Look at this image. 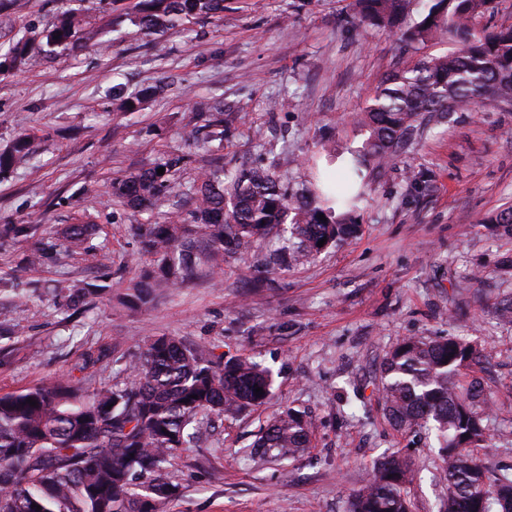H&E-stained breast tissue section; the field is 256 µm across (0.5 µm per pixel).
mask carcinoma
Listing matches in <instances>:
<instances>
[{
  "label": "carcinoma",
  "instance_id": "obj_1",
  "mask_svg": "<svg viewBox=\"0 0 512 512\" xmlns=\"http://www.w3.org/2000/svg\"><path fill=\"white\" fill-rule=\"evenodd\" d=\"M358 20L393 30L412 0H356ZM501 0H430L415 24L401 33L408 46L432 37L457 50L431 57L392 74L357 115L369 131L363 150L352 154L349 169L357 177L370 164L381 165L409 148L415 123L435 114L477 111L483 105L512 106V25L481 31L475 19L493 14ZM224 0H140L139 29L151 33L174 28L188 16L216 17ZM89 39L80 10L68 11L41 31L46 47L82 48ZM31 61L29 40L19 38L0 54V72L20 70ZM239 122L232 112L224 120L196 131L203 139L224 138ZM31 142L17 139L0 153V174L27 162ZM171 158L157 169L113 179L109 194L130 207H156L171 193ZM308 199L283 190L270 168H243L233 175L219 170L202 176L194 188L188 224H148L143 248L159 256L157 268L133 285L127 303L146 304L153 288L184 285L241 253L282 224L290 225L294 260L300 262L324 245L359 230L355 210L362 199L356 181L333 184L326 176L306 189ZM325 219H320V216ZM40 225L0 226V239L34 236ZM493 234L512 236V206L488 224ZM94 225L77 220L62 230L68 255L87 254ZM56 254V243L42 238L27 258L43 265ZM73 303L97 292L88 283L68 286ZM86 355L62 378L0 395V512H159L177 494L164 465L191 447L196 426L208 415L235 417L265 403L272 393L270 371L247 356L224 359L206 344L158 336L144 347L135 376L122 384L80 391L74 372L94 360ZM484 357L476 344L459 337L408 338L384 362L383 411L406 434L432 431L442 448L448 477L445 512H512V467H496L475 454L488 445L486 409L474 369ZM263 393L256 394L254 389ZM33 399L32 406L26 400ZM314 422L287 408L255 442L254 452L276 461L290 460L309 447ZM413 481L411 463L400 451L374 462L355 492L350 512H410L404 491ZM41 506V510L32 505Z\"/></svg>",
  "mask_w": 512,
  "mask_h": 512
}]
</instances>
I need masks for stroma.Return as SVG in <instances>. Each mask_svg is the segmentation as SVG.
Masks as SVG:
<instances>
[{
    "mask_svg": "<svg viewBox=\"0 0 512 512\" xmlns=\"http://www.w3.org/2000/svg\"><path fill=\"white\" fill-rule=\"evenodd\" d=\"M138 0H84L93 37L79 52L35 53L28 68L0 75V152L18 136L34 154L0 177V225L59 232L86 213L99 225L97 250L36 268L34 237L0 240V394L66 374L81 353L110 346L107 361L80 373L93 388L129 378L152 338L205 343L216 355H246L269 368L273 393L236 417L213 416L168 466L178 494L165 512H348L368 468L407 449L419 473L407 488L412 512H440L448 479L438 444L409 445L378 404L381 367L402 339L464 336L483 350L481 382L493 401V440L481 458L512 465V236L487 219L512 205V110L487 105L439 126L418 120L411 151L361 178L360 232L288 270L255 280L279 245L269 235L225 259L217 274L162 288L148 306L122 297L157 259L141 251L140 225L188 214L204 170L274 168L293 191L320 163L343 179L344 157L368 138L353 116L397 69L449 52L433 39L400 51L394 37L358 23L352 0H226L220 17L188 18L140 33ZM68 0H16L0 9V54L21 28L42 31ZM150 89L139 110L118 109L113 87ZM243 120L223 142L200 145L195 129L218 111ZM175 154L189 161L172 178L165 206L137 214L113 201L112 178ZM424 173L413 183L410 171ZM100 285L87 312L68 307L69 283ZM314 420L311 446L278 462L249 449L287 407Z\"/></svg>",
    "mask_w": 512,
    "mask_h": 512,
    "instance_id": "obj_1",
    "label": "stroma"
}]
</instances>
